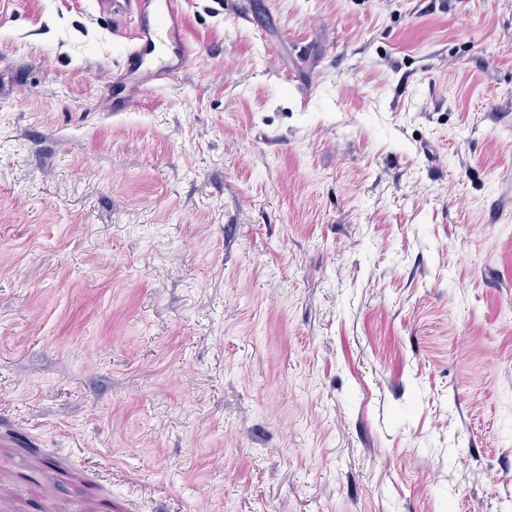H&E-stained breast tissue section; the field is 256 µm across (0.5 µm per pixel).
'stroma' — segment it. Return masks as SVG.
Here are the masks:
<instances>
[{"label":"stroma","instance_id":"obj_1","mask_svg":"<svg viewBox=\"0 0 512 512\" xmlns=\"http://www.w3.org/2000/svg\"><path fill=\"white\" fill-rule=\"evenodd\" d=\"M182 5L0 0V512H512V0ZM181 0H101L106 11L122 3L134 14L131 44L118 68L123 80L142 86H165L177 80L192 59L182 23Z\"/></svg>","mask_w":512,"mask_h":512}]
</instances>
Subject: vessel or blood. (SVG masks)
I'll list each match as a JSON object with an SVG mask.
<instances>
[{"label":"vessel or blood","instance_id":"vessel-or-blood-1","mask_svg":"<svg viewBox=\"0 0 512 512\" xmlns=\"http://www.w3.org/2000/svg\"><path fill=\"white\" fill-rule=\"evenodd\" d=\"M134 15L132 42L118 67L123 79L165 86L177 80L192 59L182 23L181 0H122Z\"/></svg>","mask_w":512,"mask_h":512}]
</instances>
